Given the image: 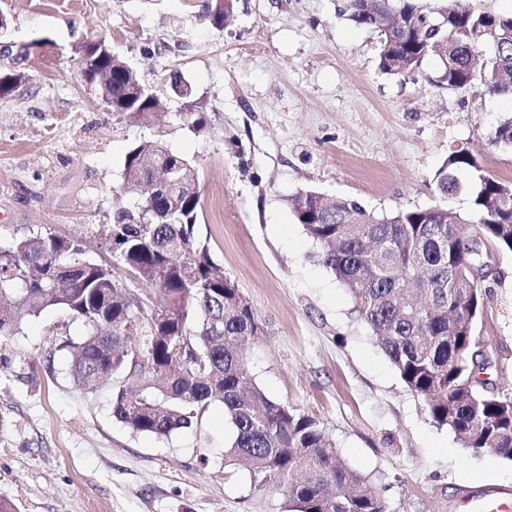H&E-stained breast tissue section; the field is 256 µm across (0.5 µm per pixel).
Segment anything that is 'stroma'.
Returning <instances> with one entry per match:
<instances>
[{
  "label": "stroma",
  "instance_id": "obj_1",
  "mask_svg": "<svg viewBox=\"0 0 512 512\" xmlns=\"http://www.w3.org/2000/svg\"><path fill=\"white\" fill-rule=\"evenodd\" d=\"M346 4L234 0L217 31L201 0H0V70L25 74L0 99V247L41 231L101 255L98 225L131 203L120 194L129 146L163 140L194 162L197 233L257 316L246 354L255 383L316 418L391 512H458L461 490L512 491V461L471 453L430 419L290 201L313 189L379 215L443 202L469 217V196L441 198L437 172L463 148L483 174L512 181V149L491 141L512 101L448 90L431 56L413 73H382L378 32L352 25ZM88 38L154 89L180 71L207 105L208 132L184 129L176 100L149 124L116 120L71 53ZM490 261L476 333L485 378L510 392L512 252ZM85 333L48 309L0 337V499L17 512H288L282 487L225 465L222 402L157 437L113 417L111 385L79 388L68 345Z\"/></svg>",
  "mask_w": 512,
  "mask_h": 512
}]
</instances>
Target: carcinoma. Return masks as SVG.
<instances>
[{
  "label": "carcinoma",
  "mask_w": 512,
  "mask_h": 512,
  "mask_svg": "<svg viewBox=\"0 0 512 512\" xmlns=\"http://www.w3.org/2000/svg\"><path fill=\"white\" fill-rule=\"evenodd\" d=\"M234 12L233 0H211L207 19L217 31ZM348 20L374 28L373 18L395 12L406 30H378L379 69L403 75L448 47L437 82L450 90L478 85L512 98V14L476 13L455 0L436 20L415 0H348ZM490 50V65L475 78L471 57ZM83 61L100 100L131 123L146 124L147 110L167 103L134 87L114 71L122 58ZM193 133L208 126L206 104L179 113ZM496 146L512 148V116L497 125ZM466 150L448 154L437 173L442 195L470 196L475 233L512 252V182L472 171ZM469 172L468 179L460 177ZM194 163L156 140L131 146L122 192L133 198L100 225L102 244L115 265L87 259L78 239L53 233L21 237L0 248V336L49 308L66 311L86 327L69 344L72 372L82 387L112 381L113 417L133 432L168 435L188 429L213 401L224 403L234 430L225 462L253 476L274 478L287 489L293 512H391L379 489L350 469L318 421L274 402L253 381L246 343L256 333L255 313L237 284L224 275L195 232L200 195ZM327 211L304 190L292 199L297 223L319 247L322 263L349 287L358 317L409 391L422 398L431 420L475 453L492 450L512 461V392L478 380L485 357L469 317L484 306L481 289L465 299L448 284V267L467 250L468 226L442 224L436 207L378 216L359 202L333 201ZM358 224L336 223V209ZM121 267L152 287L145 299L114 276Z\"/></svg>",
  "instance_id": "obj_1"
}]
</instances>
